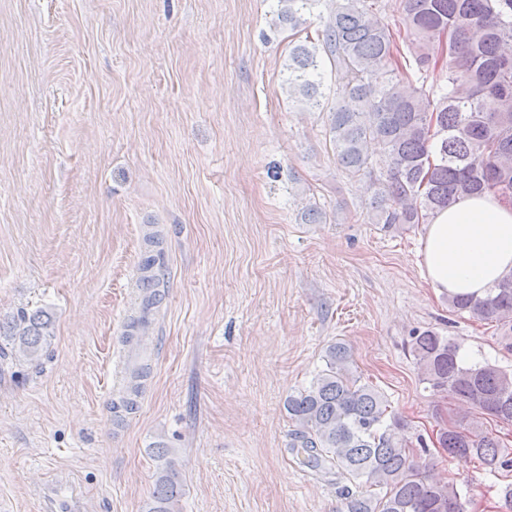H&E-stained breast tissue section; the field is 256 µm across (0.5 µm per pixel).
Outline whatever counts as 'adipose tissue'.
<instances>
[{"instance_id": "1", "label": "adipose tissue", "mask_w": 512, "mask_h": 512, "mask_svg": "<svg viewBox=\"0 0 512 512\" xmlns=\"http://www.w3.org/2000/svg\"><path fill=\"white\" fill-rule=\"evenodd\" d=\"M421 255L437 292L483 294L512 273V204L490 194L459 198L431 219Z\"/></svg>"}]
</instances>
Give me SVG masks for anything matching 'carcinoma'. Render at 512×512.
Segmentation results:
<instances>
[{
  "label": "carcinoma",
  "instance_id": "1",
  "mask_svg": "<svg viewBox=\"0 0 512 512\" xmlns=\"http://www.w3.org/2000/svg\"><path fill=\"white\" fill-rule=\"evenodd\" d=\"M328 15L316 36H299L288 51V98L323 106L341 169L378 186L368 218L396 229L425 224L431 214L473 194L512 200V0H401L414 48L408 58L377 16L375 0H278L279 23L299 34L320 5ZM447 84L426 87L427 73ZM381 143L386 172L376 171L364 144ZM453 311L497 323L512 351V274L485 295H450ZM52 315L37 309L0 319V336L32 359L53 336ZM422 381L439 394L505 423L512 422V370L470 363L460 345L427 329L411 336ZM342 343L326 351V369L284 401L297 429L292 447L305 463L328 462L368 487L347 492L345 512H467L469 499L452 481L427 474L399 438L401 422L387 400L349 370ZM448 458L490 473L512 472V451L468 417L439 436ZM172 449H151L161 463L147 512H177L183 484Z\"/></svg>",
  "mask_w": 512,
  "mask_h": 512
}]
</instances>
